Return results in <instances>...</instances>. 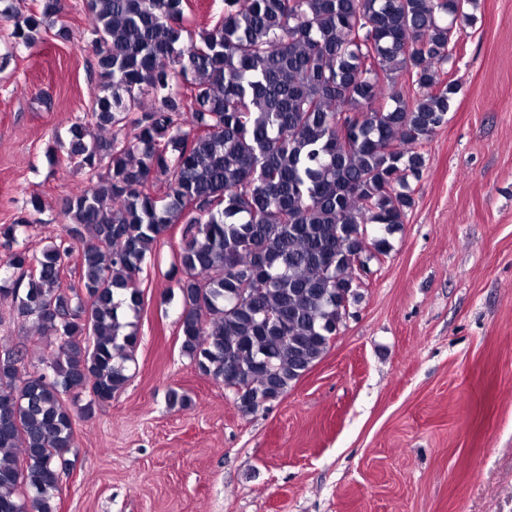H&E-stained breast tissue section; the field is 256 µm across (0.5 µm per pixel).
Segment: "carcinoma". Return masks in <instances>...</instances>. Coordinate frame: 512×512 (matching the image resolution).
Listing matches in <instances>:
<instances>
[{
  "instance_id": "cac0c4a2",
  "label": "carcinoma",
  "mask_w": 512,
  "mask_h": 512,
  "mask_svg": "<svg viewBox=\"0 0 512 512\" xmlns=\"http://www.w3.org/2000/svg\"><path fill=\"white\" fill-rule=\"evenodd\" d=\"M470 2L224 0L194 33L190 0H86L92 117L129 133L87 144L73 124L69 159L107 171L62 200L69 224L41 252L18 247L29 216L0 225V301L57 341L45 374L0 356V512H54L72 406L86 396L89 414L126 388L137 275L175 224L181 349L241 412L321 359L357 268L388 250L367 226L403 224L414 206L418 148L448 123L457 88L443 76ZM64 15L42 0L16 18L14 43L34 47L49 24L67 36Z\"/></svg>"
}]
</instances>
